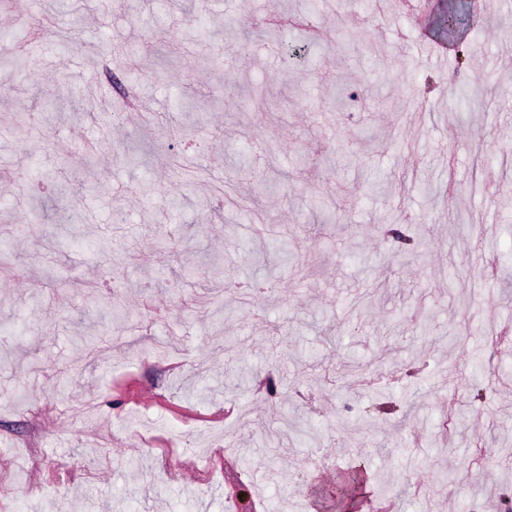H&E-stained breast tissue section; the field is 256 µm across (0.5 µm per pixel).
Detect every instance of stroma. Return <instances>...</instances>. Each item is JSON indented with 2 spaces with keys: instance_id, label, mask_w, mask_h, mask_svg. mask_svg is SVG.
I'll list each match as a JSON object with an SVG mask.
<instances>
[{
  "instance_id": "obj_1",
  "label": "stroma",
  "mask_w": 512,
  "mask_h": 512,
  "mask_svg": "<svg viewBox=\"0 0 512 512\" xmlns=\"http://www.w3.org/2000/svg\"><path fill=\"white\" fill-rule=\"evenodd\" d=\"M442 5L0 0V512H500L512 0ZM467 0H448L445 7L433 20V31L438 36L448 35L468 22L466 5ZM361 465H354L336 478V485L331 489L334 493L330 497L336 503V511H341L342 506L351 496V489L361 474Z\"/></svg>"
}]
</instances>
